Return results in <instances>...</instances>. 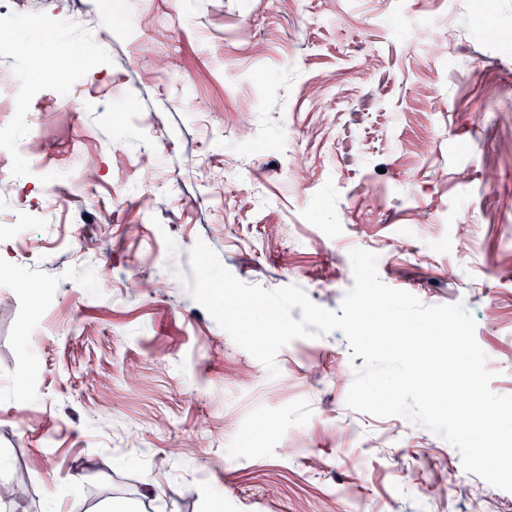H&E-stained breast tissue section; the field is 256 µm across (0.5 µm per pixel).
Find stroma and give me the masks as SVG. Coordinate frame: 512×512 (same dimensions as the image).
<instances>
[{"label": "stroma", "instance_id": "stroma-1", "mask_svg": "<svg viewBox=\"0 0 512 512\" xmlns=\"http://www.w3.org/2000/svg\"><path fill=\"white\" fill-rule=\"evenodd\" d=\"M0 68L26 88L0 110V483L26 496L0 512H512L452 444L347 408L342 332L272 377L184 284L201 240L336 310L369 250L470 310L512 395V0H0Z\"/></svg>", "mask_w": 512, "mask_h": 512}]
</instances>
